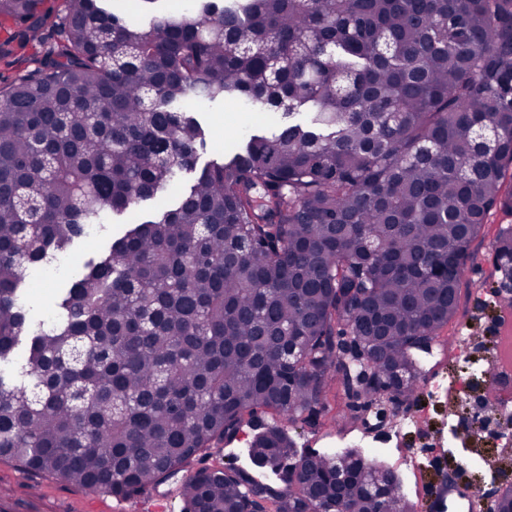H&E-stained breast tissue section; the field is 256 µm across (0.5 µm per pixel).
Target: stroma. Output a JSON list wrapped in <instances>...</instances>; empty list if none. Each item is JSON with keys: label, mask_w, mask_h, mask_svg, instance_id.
I'll use <instances>...</instances> for the list:
<instances>
[{"label": "stroma", "mask_w": 512, "mask_h": 512, "mask_svg": "<svg viewBox=\"0 0 512 512\" xmlns=\"http://www.w3.org/2000/svg\"><path fill=\"white\" fill-rule=\"evenodd\" d=\"M64 0H44L42 10L48 21L40 33L22 31L10 20H0V45H8L9 55H0V86L19 74L34 69L44 51L51 27L63 10ZM212 128L200 163L228 155L250 135L270 132L275 114L237 112L228 107L207 113ZM128 217L113 218L111 223L72 245L62 256L44 266L31 281L34 319L51 321L55 314L54 292L66 278L80 272L85 260L103 253L114 238L124 234ZM512 225V214L492 211L480 236L471 246V256L463 271L460 308L467 311L465 335L471 338L470 356L484 357L493 345L492 335L499 312L512 287L494 273L493 245L501 228ZM420 382L416 395L407 402L411 424L395 428L390 404H380L357 412L353 423H346L345 396H338L330 411L316 428L299 426L292 436L299 448L321 452L347 449L359 451L396 470L403 492L416 499L424 484H439L444 471L430 465L431 455L455 466L469 458L475 465L471 480L477 495L490 497L493 491L512 483V450L497 448L491 432L481 434L459 427L465 407L448 399V386L458 372L448 358L447 347H439L419 356ZM0 487L10 491L18 512H36L43 503L64 508L65 512H147V496L117 501L107 496H89L83 488L45 476L30 475L12 461H0Z\"/></svg>", "instance_id": "stroma-1"}]
</instances>
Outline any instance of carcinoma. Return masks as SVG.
Masks as SVG:
<instances>
[{
    "label": "carcinoma",
    "instance_id": "1",
    "mask_svg": "<svg viewBox=\"0 0 512 512\" xmlns=\"http://www.w3.org/2000/svg\"><path fill=\"white\" fill-rule=\"evenodd\" d=\"M42 0H0L27 29ZM0 87V459L129 499L179 474L183 512H411L373 461L300 452L330 384L417 388L472 243L512 212V0H187L147 23L64 0ZM284 122L197 168L215 103ZM195 174L31 322L27 271ZM512 270V228L495 241ZM396 370L412 378L396 386ZM260 479L190 459L233 441Z\"/></svg>",
    "mask_w": 512,
    "mask_h": 512
}]
</instances>
